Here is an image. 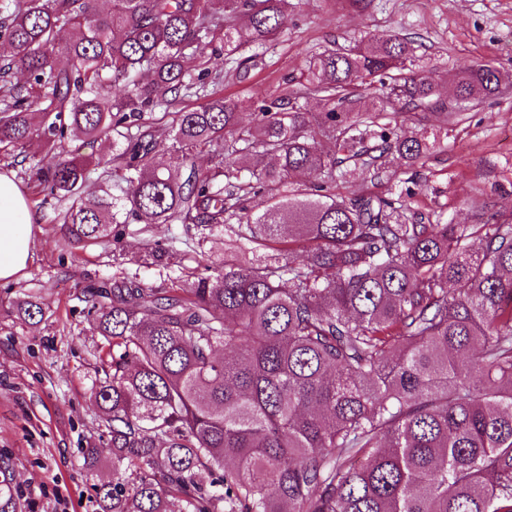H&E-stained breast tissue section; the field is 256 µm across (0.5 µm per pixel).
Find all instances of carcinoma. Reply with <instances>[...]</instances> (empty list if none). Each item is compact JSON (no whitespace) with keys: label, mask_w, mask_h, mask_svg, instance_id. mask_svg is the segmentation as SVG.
<instances>
[{"label":"carcinoma","mask_w":512,"mask_h":512,"mask_svg":"<svg viewBox=\"0 0 512 512\" xmlns=\"http://www.w3.org/2000/svg\"><path fill=\"white\" fill-rule=\"evenodd\" d=\"M284 3L0 0V157L18 163L35 136L51 149L69 134L112 141L108 157L32 169L66 203L63 248L117 245L130 224H182L193 241L192 266L172 267L173 241L144 254L164 288L122 271L83 290L109 356L91 387L112 451L99 510L512 512V219H427L409 188L335 191L440 146L392 116L458 124L462 104L495 100L512 75L480 65L442 101L430 76L405 73L411 41L390 34L311 56L299 89L240 127L203 51L218 40L235 62L282 32ZM367 91L380 106L360 108ZM180 97L198 105L170 126L145 118ZM310 97L322 111H303ZM296 172L314 180L290 189ZM91 179L101 194L84 195ZM216 232L230 242L219 260L205 248ZM242 239L277 256L244 261ZM80 454L99 470L97 442Z\"/></svg>","instance_id":"carcinoma-1"}]
</instances>
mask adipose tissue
I'll list each match as a JSON object with an SVG mask.
<instances>
[{
	"instance_id": "adipose-tissue-1",
	"label": "adipose tissue",
	"mask_w": 512,
	"mask_h": 512,
	"mask_svg": "<svg viewBox=\"0 0 512 512\" xmlns=\"http://www.w3.org/2000/svg\"><path fill=\"white\" fill-rule=\"evenodd\" d=\"M33 215L14 181L0 174V279L14 277L23 270L33 243L28 227Z\"/></svg>"
}]
</instances>
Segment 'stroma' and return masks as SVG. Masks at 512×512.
Listing matches in <instances>:
<instances>
[{
    "instance_id": "obj_1",
    "label": "stroma",
    "mask_w": 512,
    "mask_h": 512,
    "mask_svg": "<svg viewBox=\"0 0 512 512\" xmlns=\"http://www.w3.org/2000/svg\"><path fill=\"white\" fill-rule=\"evenodd\" d=\"M394 32L413 41L443 99L461 70L512 71V0H289L282 33L242 50L248 69L225 75L224 94L237 101L240 123L249 124L256 106L295 86L311 55ZM399 127L441 143L416 169L393 163L399 178L417 182L416 211H439L458 224L474 223L486 203L512 215V91L468 110L449 132L429 117ZM0 173L13 178L34 215L28 266L0 281V459L21 512H98L96 477L83 469L79 450L98 434L91 386L104 339L87 318L81 289L111 278L117 266L108 246L62 257L53 204L44 203L23 166L0 161ZM27 294L44 308L39 323L16 311Z\"/></svg>"
}]
</instances>
